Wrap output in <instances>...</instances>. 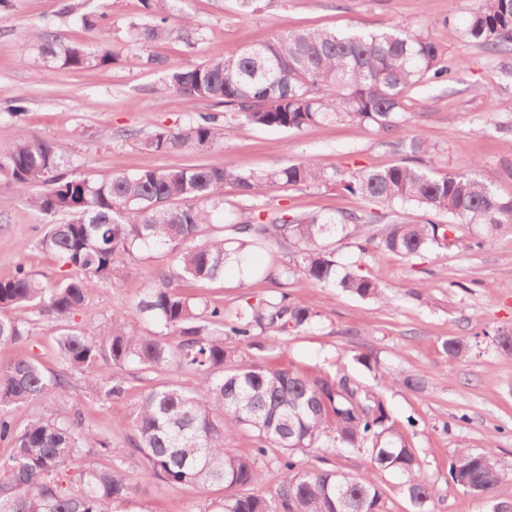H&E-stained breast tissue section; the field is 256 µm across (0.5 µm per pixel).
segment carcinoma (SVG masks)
Returning a JSON list of instances; mask_svg holds the SVG:
<instances>
[{
    "label": "carcinoma",
    "instance_id": "obj_1",
    "mask_svg": "<svg viewBox=\"0 0 512 512\" xmlns=\"http://www.w3.org/2000/svg\"><path fill=\"white\" fill-rule=\"evenodd\" d=\"M142 3L149 21L136 27V40L167 38L172 0ZM461 37L494 52L512 48V0H478ZM27 45L72 71L106 67L120 56L110 43L88 50L65 45L40 29L28 34ZM147 64L166 71L165 90L224 108L153 134L146 146L155 152L201 155L224 141L229 123L300 131L348 121L361 129L403 133L406 158L353 171L308 158L262 173L241 172L226 160L220 166L113 170L89 183L65 172V157L55 143L21 131L0 152V181L48 219L38 246L75 275L46 285L20 265L13 277L0 279V345L31 339V322L11 316L17 310L60 323L59 371L48 375L26 355L0 362V442L13 447L10 456L0 458V512H116L130 502L131 478L118 466L86 464L68 474V466L86 450H112L108 440L77 419L33 417L20 427L14 417L27 404L66 391L73 371L85 374L86 385L102 402L121 401L128 388L112 379L110 369L126 365L149 372L175 365L200 376L194 390L174 380L150 386L127 419L134 448L166 482L251 486L262 479L260 461L267 449L287 450L277 458L283 477L274 497L225 495L204 512H386L378 472L398 475L400 492L415 512H427L433 486L382 392L345 373L239 366L236 350L224 343V337L234 336L249 345L258 330L277 333L273 342L278 343L283 335L307 330L317 313L281 291L229 317L222 306L198 307L181 288L211 282L228 265L254 273L252 252L284 241L292 262L267 277L286 282L300 276L380 301L387 290L381 279L361 273L354 262L338 268L329 247L336 235L353 240L359 259L376 263L385 255L421 258L446 244L460 224L482 227L483 235L472 242L479 249L512 227V198L500 196L478 175L479 164L435 176L423 163L429 150L424 133L403 129L409 91L425 79L450 78L460 62L445 57L438 42L400 28L350 34L308 28L278 33L198 66H175L159 57L147 58ZM297 186L334 188L389 210L414 207L435 219L388 221L386 214L372 211L304 214L290 221L272 217L265 223L250 216L204 236V227L214 223L215 211L224 204L225 188L257 197ZM226 229L231 231L227 239ZM164 248L176 252L175 263L148 279L136 304L137 316L157 330L139 333L95 321L92 290L121 278L126 260L139 252ZM77 314L84 316L79 325L73 323ZM169 336L176 342L169 343ZM470 350L460 337L442 342L450 362ZM242 428L255 434L252 456L232 448ZM304 448L361 453L369 468L359 474L304 470L293 454ZM448 478L464 494L489 500L502 481L512 478V470L499 466L490 445L479 451L463 448Z\"/></svg>",
    "mask_w": 512,
    "mask_h": 512
}]
</instances>
